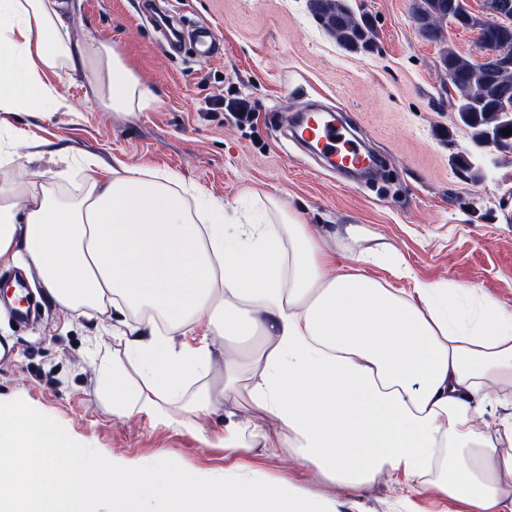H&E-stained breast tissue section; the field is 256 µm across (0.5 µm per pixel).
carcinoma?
I'll use <instances>...</instances> for the list:
<instances>
[{"instance_id": "1", "label": "carcinoma", "mask_w": 512, "mask_h": 512, "mask_svg": "<svg viewBox=\"0 0 512 512\" xmlns=\"http://www.w3.org/2000/svg\"><path fill=\"white\" fill-rule=\"evenodd\" d=\"M452 0H414L412 18L423 37L434 42L445 38L444 25L452 21L462 28H474L478 15L467 7L450 8ZM312 15L336 37L342 46L351 50L368 51L373 46L374 32L366 18L356 17L345 0H308ZM479 41H490L493 48L502 51L508 65L489 71L481 64L459 54L451 47L442 49L439 65L448 73V80L456 94L455 103L459 122L471 131L476 148H481L488 135L497 138L498 154H512V135L503 130L512 129L507 112L512 109V28H479ZM461 171L470 177H483L482 169L472 154L457 158Z\"/></svg>"}]
</instances>
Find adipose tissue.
I'll return each instance as SVG.
<instances>
[{
  "label": "adipose tissue",
  "instance_id": "adipose-tissue-1",
  "mask_svg": "<svg viewBox=\"0 0 512 512\" xmlns=\"http://www.w3.org/2000/svg\"><path fill=\"white\" fill-rule=\"evenodd\" d=\"M70 0H0V112L59 108L46 73L91 74L97 105L133 113L154 102L111 40L71 36ZM340 266L314 225L265 197L230 220L225 206L167 170L123 166L79 194L0 179V267L36 271L76 315L152 312L145 335L125 340L126 365L102 372L112 413L141 416L208 439L217 406L187 395L191 378L224 368V474L178 475L174 463L90 457L66 447L34 408L0 418V512H339L305 486L297 466L357 492L381 478L442 465L429 484L470 512H512V419L479 408L512 387V315L473 287L411 278L406 288ZM264 338L243 354L241 336ZM185 335L172 346L170 333ZM224 339L215 358L209 339ZM137 380H130L129 371ZM269 421L231 411L241 395ZM289 452L271 481L252 476L255 447ZM67 448L73 466L61 465Z\"/></svg>",
  "mask_w": 512,
  "mask_h": 512
}]
</instances>
